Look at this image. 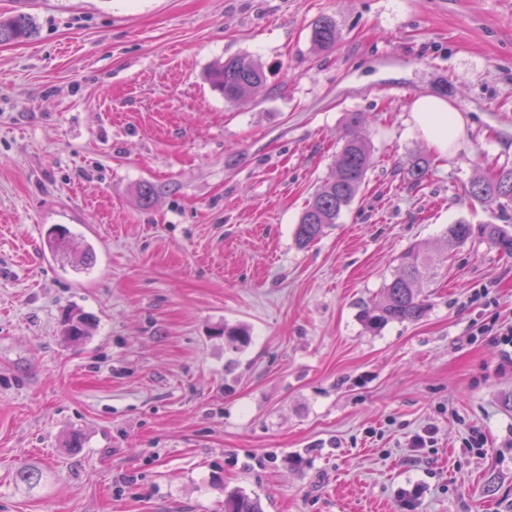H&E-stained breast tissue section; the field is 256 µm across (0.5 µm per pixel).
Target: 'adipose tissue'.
I'll return each mask as SVG.
<instances>
[{
  "label": "adipose tissue",
  "mask_w": 512,
  "mask_h": 512,
  "mask_svg": "<svg viewBox=\"0 0 512 512\" xmlns=\"http://www.w3.org/2000/svg\"><path fill=\"white\" fill-rule=\"evenodd\" d=\"M413 128L439 153L447 154L450 145L461 138L465 118L461 112L437 96L419 97L410 114Z\"/></svg>",
  "instance_id": "obj_1"
}]
</instances>
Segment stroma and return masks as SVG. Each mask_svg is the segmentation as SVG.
<instances>
[{
	"instance_id": "35a3bbf8",
	"label": "stroma",
	"mask_w": 512,
	"mask_h": 512,
	"mask_svg": "<svg viewBox=\"0 0 512 512\" xmlns=\"http://www.w3.org/2000/svg\"><path fill=\"white\" fill-rule=\"evenodd\" d=\"M30 12L34 36L0 45V512H224L232 490L264 512H512V365L488 335L512 323V257L472 238L424 286L425 318H359L407 248L502 221L469 188L512 167V0ZM323 16L327 51L310 41ZM243 54L265 84L229 103L204 74ZM441 94L466 128L417 185L411 158L432 147L410 107ZM349 112L371 168L300 247ZM58 225L93 244L91 268L38 260ZM71 307L95 318L80 345L61 335ZM416 484L410 510L398 491ZM336 34V22L324 16L313 23L310 40L316 47L327 50L336 44Z\"/></svg>"
}]
</instances>
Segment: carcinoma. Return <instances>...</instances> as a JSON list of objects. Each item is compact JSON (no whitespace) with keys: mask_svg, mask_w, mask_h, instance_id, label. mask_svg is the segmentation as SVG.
Listing matches in <instances>:
<instances>
[{"mask_svg":"<svg viewBox=\"0 0 512 512\" xmlns=\"http://www.w3.org/2000/svg\"><path fill=\"white\" fill-rule=\"evenodd\" d=\"M34 32L31 14L17 9L8 15H0L1 45L28 39ZM310 40L323 50L333 47L336 44V22L328 16L317 19L313 23ZM208 79L226 102L237 103L260 92L265 82V72L258 60L249 55H240L214 64L208 72ZM363 122L362 113L347 114V134L336 151L331 174L312 195L296 225L294 236L299 246L314 243L329 226L337 223L343 210L354 201L364 184L370 168L371 145L356 133ZM429 169L428 155L420 152L415 155L408 174L418 184L427 178ZM469 193L481 203L497 207L501 214H508L512 209V168H501L474 179ZM477 235L491 247L512 256L511 224L474 226L461 220L448 225L443 242L446 249L452 250ZM47 243L53 251L69 250L77 267L85 269L93 263V247L76 240L65 227L52 228ZM430 265V258L421 255L414 247L408 248L400 256V272L383 285L381 300L362 309L360 317L365 326L378 330L390 322H416L425 317L431 304L422 294L421 283ZM90 327L88 315L72 310L67 317L64 335L68 341L80 343L89 336ZM224 512H263V509L258 499L234 491L224 498Z\"/></svg>","mask_w":512,"mask_h":512,"instance_id":"carcinoma-1","label":"carcinoma"}]
</instances>
